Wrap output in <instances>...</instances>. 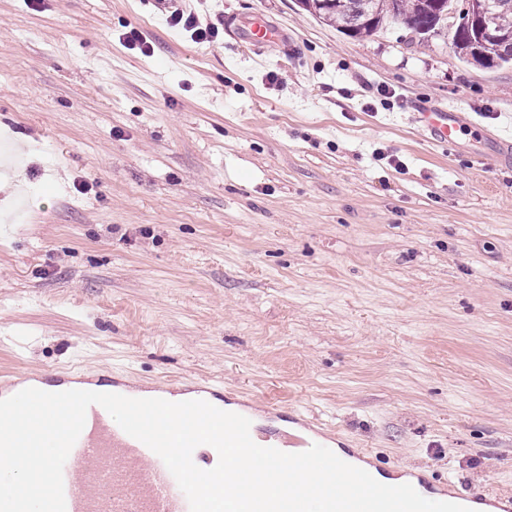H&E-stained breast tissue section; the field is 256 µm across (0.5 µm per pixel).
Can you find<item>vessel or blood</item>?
<instances>
[{
  "label": "vessel or blood",
  "instance_id": "vessel-or-blood-1",
  "mask_svg": "<svg viewBox=\"0 0 512 512\" xmlns=\"http://www.w3.org/2000/svg\"><path fill=\"white\" fill-rule=\"evenodd\" d=\"M431 139L456 145L468 124L457 108L427 109L416 113ZM284 445L311 447V423L294 412ZM66 512H190L189 502L162 459L139 440L125 433L100 405L86 412L85 426L63 468ZM409 483L423 497L467 502L487 512H512V496L472 491L459 493L449 482L436 483L414 474Z\"/></svg>",
  "mask_w": 512,
  "mask_h": 512
}]
</instances>
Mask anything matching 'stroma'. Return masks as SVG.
Returning <instances> with one entry per match:
<instances>
[{
  "label": "stroma",
  "mask_w": 512,
  "mask_h": 512,
  "mask_svg": "<svg viewBox=\"0 0 512 512\" xmlns=\"http://www.w3.org/2000/svg\"><path fill=\"white\" fill-rule=\"evenodd\" d=\"M194 2L218 41L162 0H0V143L27 147L0 172V373L213 378L262 436L296 409L393 473L512 494V163L407 119L453 104L511 138L512 67ZM258 18L289 31L260 70ZM169 22L172 27L191 32V36H193V39L196 41L215 42L219 36L217 27L211 25L203 27L198 16L191 13L185 14L179 9L171 11Z\"/></svg>",
  "instance_id": "35a3bbf8"
}]
</instances>
